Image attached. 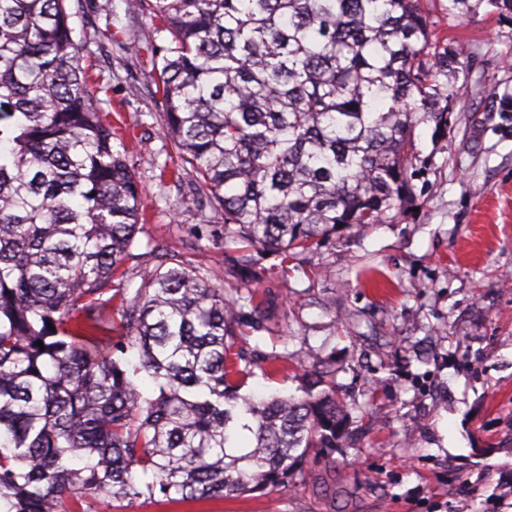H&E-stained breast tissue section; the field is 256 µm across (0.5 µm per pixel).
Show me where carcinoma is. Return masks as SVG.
I'll return each mask as SVG.
<instances>
[{"label": "carcinoma", "mask_w": 512, "mask_h": 512, "mask_svg": "<svg viewBox=\"0 0 512 512\" xmlns=\"http://www.w3.org/2000/svg\"><path fill=\"white\" fill-rule=\"evenodd\" d=\"M169 34L147 47L172 168L224 235L288 261L412 195L415 130L440 132L456 55L423 0H128ZM68 0H0V502L110 512L284 488L343 447L336 371L296 392L240 390L263 314L175 250L134 291L146 220L113 150L110 86L82 65ZM42 342L43 347L36 346Z\"/></svg>", "instance_id": "cac0c4a2"}]
</instances>
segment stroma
<instances>
[{
	"label": "stroma",
	"instance_id": "35a3bbf8",
	"mask_svg": "<svg viewBox=\"0 0 512 512\" xmlns=\"http://www.w3.org/2000/svg\"><path fill=\"white\" fill-rule=\"evenodd\" d=\"M113 6L111 19L88 12L74 25L114 34L86 49L132 129L113 145L150 215L127 288L141 282L146 244L188 248L211 282L271 298L238 346L276 356L279 370L246 391L294 392L312 358L335 366L346 399L371 389L376 403L351 409L358 430L345 452L315 450L288 488L127 512H482L512 476V0H430L456 71L443 87L447 129L415 131L412 198L390 221L338 230L284 278L273 252L213 245L224 218L196 204L188 182H159L170 146L145 88L150 55L119 60L114 41L167 34L125 0ZM133 83L144 91L131 101Z\"/></svg>",
	"mask_w": 512,
	"mask_h": 512
}]
</instances>
